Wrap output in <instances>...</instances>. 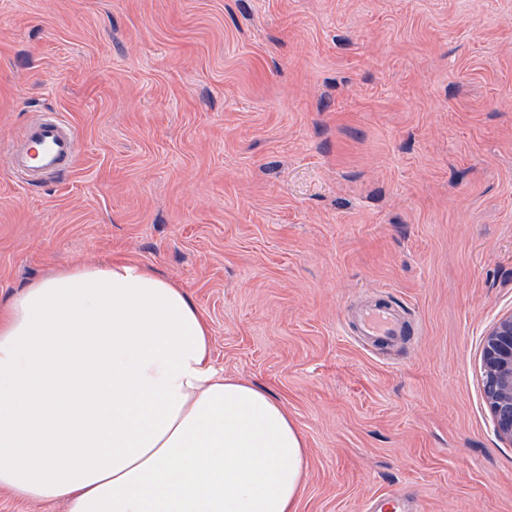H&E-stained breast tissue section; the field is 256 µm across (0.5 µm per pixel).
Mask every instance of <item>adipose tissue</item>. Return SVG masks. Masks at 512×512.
<instances>
[{"mask_svg": "<svg viewBox=\"0 0 512 512\" xmlns=\"http://www.w3.org/2000/svg\"><path fill=\"white\" fill-rule=\"evenodd\" d=\"M302 431L225 376L189 295L73 265L0 313V490L65 512H298Z\"/></svg>", "mask_w": 512, "mask_h": 512, "instance_id": "obj_1", "label": "adipose tissue"}]
</instances>
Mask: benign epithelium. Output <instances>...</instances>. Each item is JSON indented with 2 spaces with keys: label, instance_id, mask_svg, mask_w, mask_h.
<instances>
[{
  "label": "benign epithelium",
  "instance_id": "1",
  "mask_svg": "<svg viewBox=\"0 0 512 512\" xmlns=\"http://www.w3.org/2000/svg\"><path fill=\"white\" fill-rule=\"evenodd\" d=\"M484 396L496 434L512 446V313L486 334L481 352Z\"/></svg>",
  "mask_w": 512,
  "mask_h": 512
}]
</instances>
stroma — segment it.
I'll use <instances>...</instances> for the list:
<instances>
[{
    "mask_svg": "<svg viewBox=\"0 0 512 512\" xmlns=\"http://www.w3.org/2000/svg\"><path fill=\"white\" fill-rule=\"evenodd\" d=\"M43 111L78 153L38 186L0 156V305L150 267L303 432L299 512H512L479 376L512 313V0H0V147ZM373 293L418 322L402 351L348 334Z\"/></svg>",
    "mask_w": 512,
    "mask_h": 512,
    "instance_id": "1",
    "label": "stroma"
}]
</instances>
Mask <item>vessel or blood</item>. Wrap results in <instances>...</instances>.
<instances>
[{
    "label": "vessel or blood",
    "instance_id": "b4317fda",
    "mask_svg": "<svg viewBox=\"0 0 512 512\" xmlns=\"http://www.w3.org/2000/svg\"><path fill=\"white\" fill-rule=\"evenodd\" d=\"M75 128L55 112L34 113L21 135L7 148V163L21 181L36 185L67 173L77 153ZM350 335L378 347L388 346L419 333L414 320L384 297L359 303L348 316Z\"/></svg>",
    "mask_w": 512,
    "mask_h": 512
}]
</instances>
